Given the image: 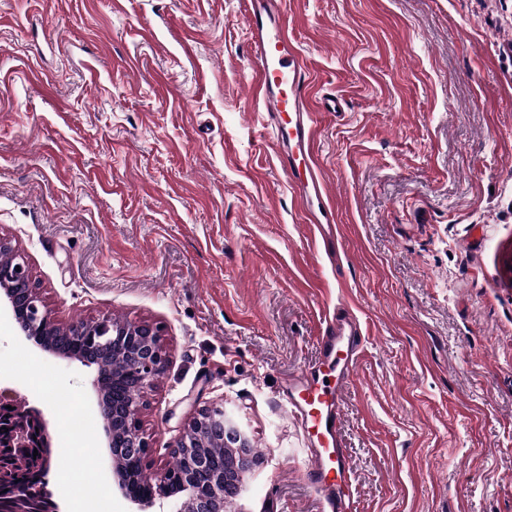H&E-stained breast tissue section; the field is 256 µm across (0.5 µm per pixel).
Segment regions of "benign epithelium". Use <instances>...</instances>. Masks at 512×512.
Segmentation results:
<instances>
[{"instance_id": "1", "label": "benign epithelium", "mask_w": 512, "mask_h": 512, "mask_svg": "<svg viewBox=\"0 0 512 512\" xmlns=\"http://www.w3.org/2000/svg\"><path fill=\"white\" fill-rule=\"evenodd\" d=\"M0 309L10 313L20 335L43 351L65 357L61 350L45 342L44 337L54 324L39 285L32 279L24 253L16 251L14 266L0 268ZM108 324V320L81 321L70 325V335L85 336ZM124 350L132 360L121 373L130 384V391L119 397L107 398L94 382L98 412L110 448L113 478L125 497L138 503L155 498H170L178 493L187 496L192 512H228L239 494L245 475L254 465L244 433L224 412V403H213L197 409L188 420L173 448V454L183 463V469H162L147 474L146 458L149 443L140 431L138 415L143 398L165 371L166 353L160 331L146 321L130 322L121 328H112L106 340L97 345V351L82 358V362L103 366L98 351ZM194 437L219 438L224 442V465L210 463L199 454L189 453V439ZM1 444L12 448L28 447V429L18 424L9 439Z\"/></svg>"}]
</instances>
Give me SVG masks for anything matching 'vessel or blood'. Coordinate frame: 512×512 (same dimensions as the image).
<instances>
[{
    "label": "vessel or blood",
    "instance_id": "b4317fda",
    "mask_svg": "<svg viewBox=\"0 0 512 512\" xmlns=\"http://www.w3.org/2000/svg\"><path fill=\"white\" fill-rule=\"evenodd\" d=\"M244 16L254 68L251 93L267 114V133L281 147L280 162L306 224L320 238L337 234L335 206L318 171L317 111L340 112L342 97L313 103L310 73L288 32L281 0H246ZM359 320L338 309L319 340L321 357L309 372L288 380L289 411L307 435V482L321 497L322 512H354L352 466L341 433L344 394L362 347Z\"/></svg>",
    "mask_w": 512,
    "mask_h": 512
}]
</instances>
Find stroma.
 Instances as JSON below:
<instances>
[{
    "label": "stroma",
    "instance_id": "35a3bbf8",
    "mask_svg": "<svg viewBox=\"0 0 512 512\" xmlns=\"http://www.w3.org/2000/svg\"><path fill=\"white\" fill-rule=\"evenodd\" d=\"M243 4L0 0V237L57 323L160 329L150 469L220 399L257 458L231 512H320L282 395L344 304L365 332L342 419L355 512H512V0H284L315 97L347 102L317 117L327 247L263 136ZM95 376L0 317V396L44 411L86 495L173 512L113 480Z\"/></svg>",
    "mask_w": 512,
    "mask_h": 512
}]
</instances>
